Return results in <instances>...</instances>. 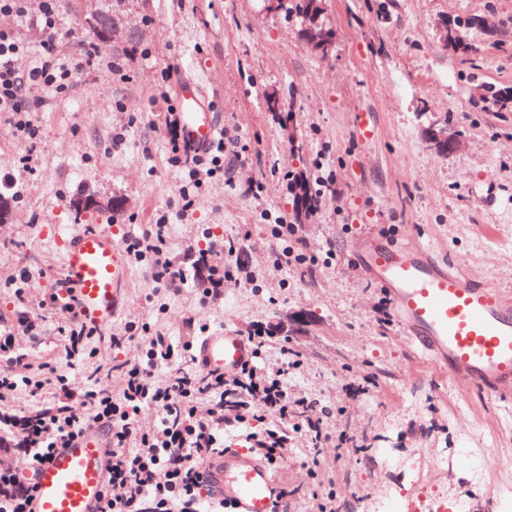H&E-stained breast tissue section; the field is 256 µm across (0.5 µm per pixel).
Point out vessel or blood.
<instances>
[{"label": "vessel or blood", "mask_w": 512, "mask_h": 512, "mask_svg": "<svg viewBox=\"0 0 512 512\" xmlns=\"http://www.w3.org/2000/svg\"><path fill=\"white\" fill-rule=\"evenodd\" d=\"M185 140L205 152L218 133L213 113L197 108L189 88L178 96ZM59 302L85 327L103 329L121 310L129 288V255L114 229L87 227L61 241ZM356 270L391 297L397 322L410 342L466 384L512 393V295L468 279L425 245L388 244L374 236L354 246ZM201 367L227 376L250 360L244 336L223 329L204 336ZM108 442L98 427L57 449L29 475L32 512H98L103 504ZM211 504L236 512H275L278 478L255 454L246 435L225 442L202 463Z\"/></svg>", "instance_id": "obj_1"}]
</instances>
